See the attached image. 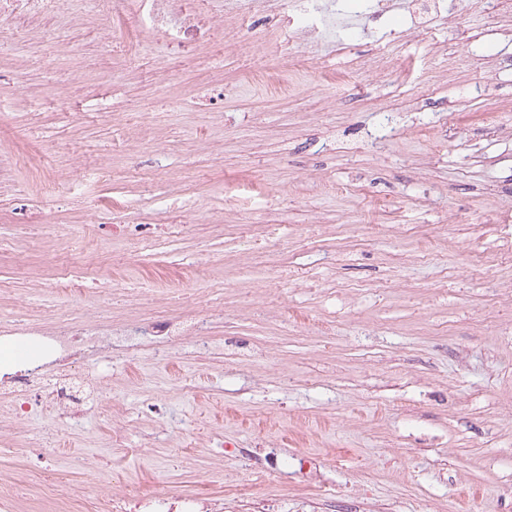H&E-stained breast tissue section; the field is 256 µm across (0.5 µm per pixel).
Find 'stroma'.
Returning a JSON list of instances; mask_svg holds the SVG:
<instances>
[{
	"mask_svg": "<svg viewBox=\"0 0 512 512\" xmlns=\"http://www.w3.org/2000/svg\"><path fill=\"white\" fill-rule=\"evenodd\" d=\"M335 2L318 46L243 0H225L205 38L133 28L108 56L102 21L63 26L34 96L10 76L41 47L0 44V113L29 117L0 138L27 153L48 140L63 172L115 173L111 189L44 205L35 226L0 201L14 295L0 315L29 317L108 191L124 203L113 223L152 239L125 276L181 281L191 295L171 317L210 309L214 345L177 343L165 365L91 356L83 420L0 421V483L32 471L85 503L126 485L221 497L248 483L288 512H310L323 483L326 512H512V138L485 129L491 113L512 118V12L409 36L403 0L378 20ZM472 54L477 66L449 69ZM85 85L111 87V117ZM60 438L80 467L45 454Z\"/></svg>",
	"mask_w": 512,
	"mask_h": 512,
	"instance_id": "35a3bbf8",
	"label": "stroma"
}]
</instances>
